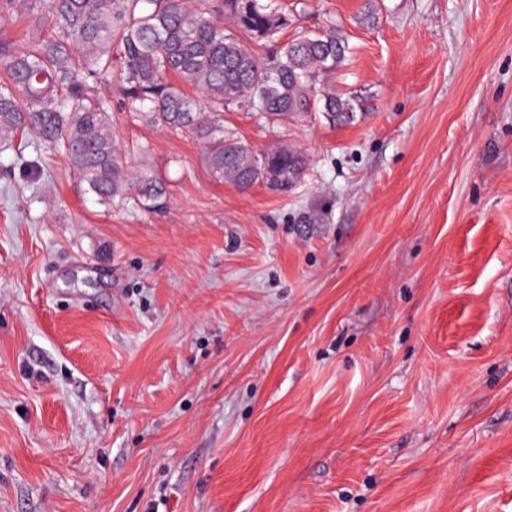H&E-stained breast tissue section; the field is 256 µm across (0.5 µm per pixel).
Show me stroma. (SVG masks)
I'll list each match as a JSON object with an SVG mask.
<instances>
[{
  "label": "stroma",
  "instance_id": "35a3bbf8",
  "mask_svg": "<svg viewBox=\"0 0 512 512\" xmlns=\"http://www.w3.org/2000/svg\"><path fill=\"white\" fill-rule=\"evenodd\" d=\"M336 28L287 192L112 122L166 210L0 146V512H512V0H261Z\"/></svg>",
  "mask_w": 512,
  "mask_h": 512
}]
</instances>
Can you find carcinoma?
Masks as SVG:
<instances>
[{
  "label": "carcinoma",
  "mask_w": 512,
  "mask_h": 512,
  "mask_svg": "<svg viewBox=\"0 0 512 512\" xmlns=\"http://www.w3.org/2000/svg\"><path fill=\"white\" fill-rule=\"evenodd\" d=\"M7 12L25 20L27 33L21 41L0 37V137L26 133L60 151L102 204L131 201L154 212L168 202L156 178L130 183L112 129L115 107L195 138L218 179L273 191L301 179L305 155L254 152L224 134V112L355 120L350 99L316 96L319 77L346 59L344 38L332 27L301 33L262 57L252 45L288 19L260 0H0V20Z\"/></svg>",
  "instance_id": "1"
}]
</instances>
